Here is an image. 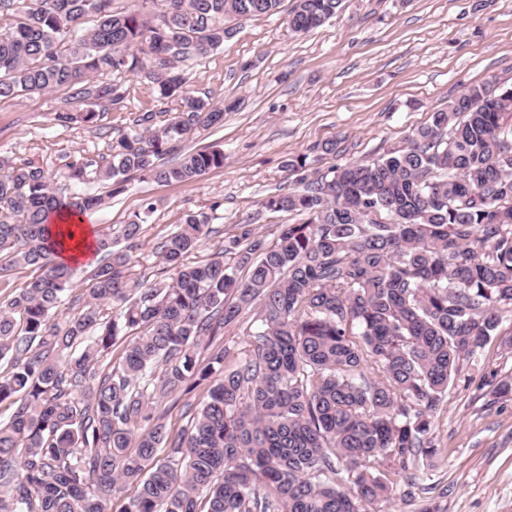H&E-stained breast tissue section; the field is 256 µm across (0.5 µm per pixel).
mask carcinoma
Masks as SVG:
<instances>
[{
  "label": "carcinoma",
  "mask_w": 512,
  "mask_h": 512,
  "mask_svg": "<svg viewBox=\"0 0 512 512\" xmlns=\"http://www.w3.org/2000/svg\"><path fill=\"white\" fill-rule=\"evenodd\" d=\"M36 2L0 0V100L64 88L88 109L58 120L93 123L91 105L121 100L104 81L115 72L143 73L176 100L160 122L133 118L107 165L69 163L68 179L100 181L110 197L133 177L183 183L224 166L215 147L162 162L224 123L223 107L185 91L181 65L233 38L230 19L284 0ZM342 4L293 0L288 26L306 33ZM286 168L296 190L263 206L300 222L278 225L273 243L242 224L224 250L186 261L215 203L157 248L170 281L133 285L147 201L98 237L107 261L60 326L74 269L57 260L50 220L103 197L61 199L41 167L0 159V289L14 269H38L0 299V404L17 405L0 420V512H365L396 476L404 496L424 491L419 463L436 455L435 417L462 363L494 339L512 349V86L464 88L370 162L323 172L301 154ZM251 311L248 350L216 342ZM205 382L204 399L184 403L188 429L171 435L159 407ZM127 485L136 493L122 501Z\"/></svg>",
  "instance_id": "cac0c4a2"
}]
</instances>
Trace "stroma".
<instances>
[{"mask_svg":"<svg viewBox=\"0 0 512 512\" xmlns=\"http://www.w3.org/2000/svg\"><path fill=\"white\" fill-rule=\"evenodd\" d=\"M286 18L236 19L233 39L184 66L188 91L227 111L223 127L200 131L166 159L173 164L217 146L223 167L186 183L130 181L93 213L101 234L133 219L144 200L155 203L143 244L131 252L134 281H159L155 249L191 213L216 212L194 261L223 249L241 224L273 240L277 225L295 220L263 206L268 196L294 189L283 167L288 158L333 139L337 150L319 160L320 169L369 161L465 87L493 77L512 84V0H345L325 24L300 35ZM108 81L123 99L100 103L92 124L56 120L76 109L64 89L0 101V155L40 166L58 196L104 193L101 183L66 180L67 164L109 157L124 117L171 107L140 75ZM510 378L512 350L497 341L464 364L437 415L438 453L420 463L425 484L444 488L445 496L407 502L395 494L375 503L376 512H421L427 504L437 512H512V394L495 393Z\"/></svg>","mask_w":512,"mask_h":512,"instance_id":"1","label":"stroma"}]
</instances>
